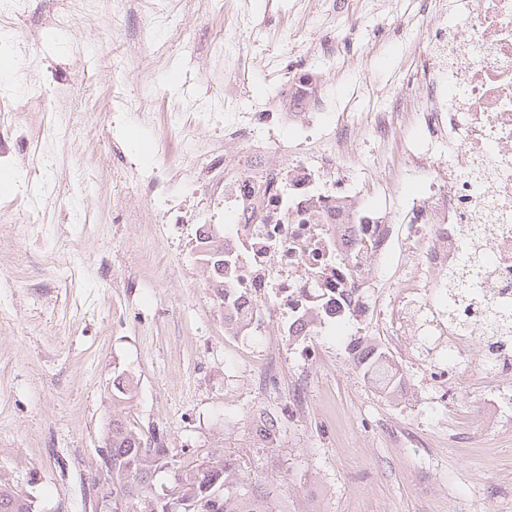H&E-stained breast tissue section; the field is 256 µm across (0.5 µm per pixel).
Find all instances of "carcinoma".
Returning a JSON list of instances; mask_svg holds the SVG:
<instances>
[{
    "label": "carcinoma",
    "instance_id": "obj_1",
    "mask_svg": "<svg viewBox=\"0 0 512 512\" xmlns=\"http://www.w3.org/2000/svg\"><path fill=\"white\" fill-rule=\"evenodd\" d=\"M372 359L365 363L366 375L384 387L397 378L387 352L370 347ZM149 437L123 417H112V506L122 505L125 512H273L270 492L249 481L238 460L214 449L193 460H182L172 449L148 448ZM171 466L173 477L167 489L178 493L172 499L153 489V476ZM0 479V512H29L25 497L15 490L3 501L5 490Z\"/></svg>",
    "mask_w": 512,
    "mask_h": 512
}]
</instances>
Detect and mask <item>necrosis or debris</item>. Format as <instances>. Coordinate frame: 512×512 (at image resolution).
<instances>
[{"label":"necrosis or debris","mask_w":512,"mask_h":512,"mask_svg":"<svg viewBox=\"0 0 512 512\" xmlns=\"http://www.w3.org/2000/svg\"><path fill=\"white\" fill-rule=\"evenodd\" d=\"M425 42L408 44L420 72L403 97L375 112L326 120L336 109L323 67L336 53L324 38L313 60L253 112L224 113L188 101L168 113L182 127L179 150L202 151L206 126L223 154L197 168L173 157L139 174L142 198L171 224L185 218V188L204 200L188 220L224 332L283 328L301 341L371 321L372 272L394 253L406 225L412 262L385 318L387 336L407 340L412 319L447 337L455 376L494 391L512 375V330L476 365L467 340L489 316L512 311V0H417ZM157 66L185 39L163 0H140ZM381 147L389 172L426 174L425 190L395 208L370 206L343 164L359 142ZM460 268L452 283L448 271Z\"/></svg>","instance_id":"1"}]
</instances>
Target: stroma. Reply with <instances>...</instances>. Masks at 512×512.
Returning a JSON list of instances; mask_svg holds the SVG:
<instances>
[{"label":"stroma","instance_id":"1","mask_svg":"<svg viewBox=\"0 0 512 512\" xmlns=\"http://www.w3.org/2000/svg\"><path fill=\"white\" fill-rule=\"evenodd\" d=\"M186 46L172 73L156 71L144 50L120 53L112 30L87 15L67 30L52 22L50 0H28L14 29L47 78L57 112L97 123L92 142L52 140L35 91L13 95L31 143L51 144L40 181L39 213L0 189V266L30 251L25 274L0 281V474L34 498L39 512H85L88 481L113 412L147 435H160L181 458L213 448L238 459L270 491L274 512H512V380L495 397L480 387L430 381L424 337L391 348L376 323L365 335L386 348L402 374L381 392L348 354L351 329L318 337L320 350L262 330L224 333V313L205 286L193 250V225L162 223L134 185L174 131L173 105L224 96V71L212 58V33L227 26L241 51L236 109L252 112L335 32L326 69L341 103L358 112L382 107V92L403 94L412 66L404 51L427 31L412 0H350L356 34L344 17L314 12L315 0H247L264 25L223 24L206 0H172ZM284 60L266 72L268 55ZM156 115L154 130L112 110V76ZM67 240L74 271L56 267L53 241ZM304 384L309 408L298 414L287 390L260 387L258 359ZM133 379L131 397L113 398V381ZM280 419L278 441L253 439V414Z\"/></svg>","mask_w":512,"mask_h":512}]
</instances>
